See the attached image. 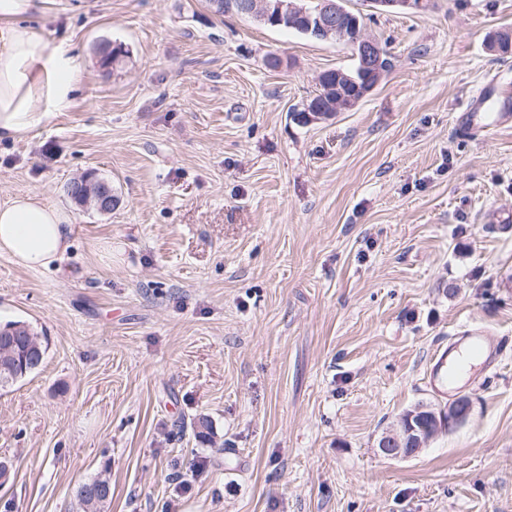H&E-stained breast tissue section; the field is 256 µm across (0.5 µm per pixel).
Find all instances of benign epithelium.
<instances>
[{
	"instance_id": "obj_1",
	"label": "benign epithelium",
	"mask_w": 512,
	"mask_h": 512,
	"mask_svg": "<svg viewBox=\"0 0 512 512\" xmlns=\"http://www.w3.org/2000/svg\"><path fill=\"white\" fill-rule=\"evenodd\" d=\"M372 8L380 13L414 12L423 10L424 0H369ZM263 0H251L245 4L247 12L257 20L273 25L289 24L300 21L330 37L353 14L346 8L344 0H321L315 13L306 8L291 5V13L278 11L274 16L262 9ZM354 56L358 57L365 69L364 83L359 93L353 97L343 95L336 97L331 109L343 112L356 106L379 84L384 73L382 43L362 29L359 37L349 43ZM71 199L92 206L100 213H109L116 204L117 195L112 185L97 178L93 171H88L67 185ZM14 328L0 327V381L7 382L16 377L14 364ZM472 411L469 398H457L448 404L447 413L437 414L424 404L415 405L396 423L383 431L376 441L377 452L388 459H407L415 456L443 431L464 422Z\"/></svg>"
}]
</instances>
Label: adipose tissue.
Instances as JSON below:
<instances>
[{
  "label": "adipose tissue",
  "mask_w": 512,
  "mask_h": 512,
  "mask_svg": "<svg viewBox=\"0 0 512 512\" xmlns=\"http://www.w3.org/2000/svg\"><path fill=\"white\" fill-rule=\"evenodd\" d=\"M48 0H0V139H26L74 99L81 65L62 44L32 25ZM67 212L39 194L0 205V252L20 267L56 266L70 246Z\"/></svg>",
  "instance_id": "obj_1"
}]
</instances>
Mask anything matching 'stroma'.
<instances>
[{"label":"stroma","instance_id":"35a3bbf8","mask_svg":"<svg viewBox=\"0 0 512 512\" xmlns=\"http://www.w3.org/2000/svg\"><path fill=\"white\" fill-rule=\"evenodd\" d=\"M346 6L392 68L306 124L293 110L354 67L348 45L208 0H50L36 17L82 70L69 110L0 141V204L36 193L75 228L59 268L0 254V321L46 348L0 388V512H80L96 477L106 512H512V121L457 124L486 83L512 87V54L485 42L512 0ZM107 41L128 51L108 69ZM90 170L111 213L66 192ZM473 329L503 353L456 387L469 418L412 458L378 455L402 411L445 405L432 354ZM379 13L414 12L423 10V0H369ZM96 478L89 480L85 483H83L77 490L76 497L80 506V509L82 512H103L106 505L111 501L112 499V486H111V492L109 498H103L93 504H90L89 501H87V497L83 495V492L81 490V487L83 485L89 484L92 481H94ZM109 484L106 482H103L100 479L95 480L90 484V486L87 488V494L96 497H104L108 496L109 493Z\"/></svg>","mask_w":512,"mask_h":512}]
</instances>
